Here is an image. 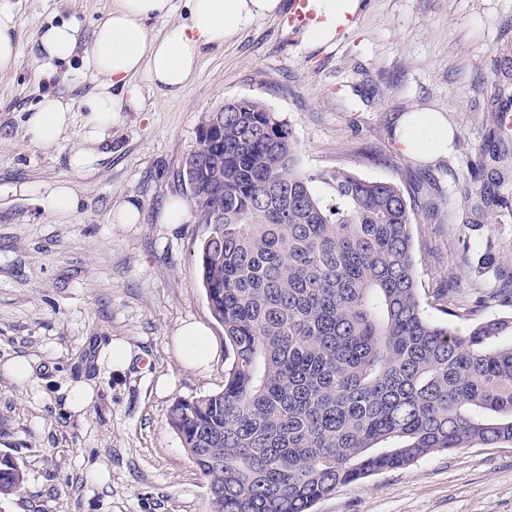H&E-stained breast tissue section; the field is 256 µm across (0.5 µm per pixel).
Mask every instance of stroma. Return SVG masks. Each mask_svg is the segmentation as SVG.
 Returning <instances> with one entry per match:
<instances>
[{
	"instance_id": "1",
	"label": "stroma",
	"mask_w": 512,
	"mask_h": 512,
	"mask_svg": "<svg viewBox=\"0 0 512 512\" xmlns=\"http://www.w3.org/2000/svg\"><path fill=\"white\" fill-rule=\"evenodd\" d=\"M20 56L0 74V454L26 473L25 492L0 512H210L205 481L169 425L179 398L224 386V329L200 282L195 214L160 220L168 199H188L179 178L205 113L224 101L263 99L292 129L298 169L343 168L401 186L414 213L420 298L427 314L512 276V130L494 116L512 97V0H359L357 23L310 44L278 13L258 16L204 50L178 97L142 82V107L124 113L98 149L94 170L73 176L83 142V101L95 83L74 56L53 77L36 60L48 26L76 21L87 48L112 0H12ZM51 93L76 120L50 148L31 143L25 121ZM438 112L454 132L448 154L403 152L398 119ZM75 181L81 206L68 217L35 200ZM495 204H486L487 195ZM141 220L117 224L119 204ZM203 325L213 351L188 368L176 331ZM136 358L112 370L111 342ZM27 358L16 382L6 364ZM85 383L91 404L71 413L68 389ZM315 512H512V445L455 448L408 468L372 475L323 498Z\"/></svg>"
}]
</instances>
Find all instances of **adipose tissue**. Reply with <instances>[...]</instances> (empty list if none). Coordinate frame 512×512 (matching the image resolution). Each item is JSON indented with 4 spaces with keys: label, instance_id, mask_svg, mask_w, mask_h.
Listing matches in <instances>:
<instances>
[{
    "label": "adipose tissue",
    "instance_id": "obj_1",
    "mask_svg": "<svg viewBox=\"0 0 512 512\" xmlns=\"http://www.w3.org/2000/svg\"><path fill=\"white\" fill-rule=\"evenodd\" d=\"M188 20L169 23L173 0H112L106 18L97 25L86 49L83 63L97 83L96 92L85 100L86 141L70 155V167L80 174L99 161L95 149L122 114L140 108L139 79H146L169 96L180 95L194 79L204 48L223 46L254 17L278 10L281 0H186ZM165 21L160 33L148 23ZM78 44L77 24L64 22L46 27L39 36L43 71L55 72L69 62ZM75 119L74 106L63 99L44 96L26 119L31 142L54 145ZM402 128L423 130L424 140L402 137L407 154L416 156L421 145L433 155L446 154L454 138L452 129L437 113L424 110L402 116Z\"/></svg>",
    "mask_w": 512,
    "mask_h": 512
}]
</instances>
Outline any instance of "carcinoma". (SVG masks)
<instances>
[{"label":"carcinoma","mask_w":512,"mask_h":512,"mask_svg":"<svg viewBox=\"0 0 512 512\" xmlns=\"http://www.w3.org/2000/svg\"><path fill=\"white\" fill-rule=\"evenodd\" d=\"M196 150L180 178L207 229L197 261L228 364L224 388L176 400L169 424L211 512H313L379 471L512 444V314L477 317L497 291L446 311L463 331L426 314L398 185L299 173L291 128L258 98L225 102ZM25 482L4 456L0 500Z\"/></svg>","instance_id":"cac0c4a2"}]
</instances>
